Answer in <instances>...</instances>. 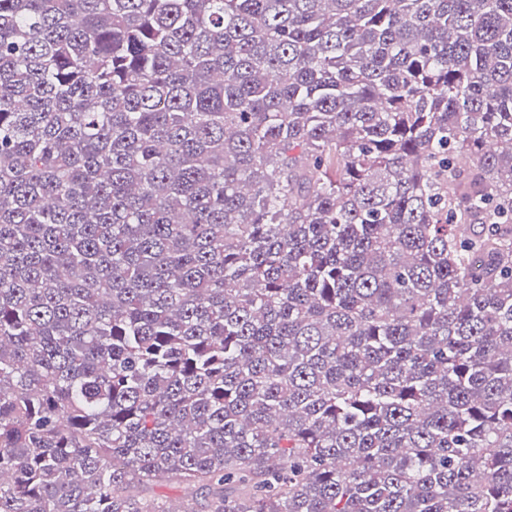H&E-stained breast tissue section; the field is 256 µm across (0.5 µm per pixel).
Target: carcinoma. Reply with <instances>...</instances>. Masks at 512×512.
<instances>
[{
  "instance_id": "cac0c4a2",
  "label": "carcinoma",
  "mask_w": 512,
  "mask_h": 512,
  "mask_svg": "<svg viewBox=\"0 0 512 512\" xmlns=\"http://www.w3.org/2000/svg\"><path fill=\"white\" fill-rule=\"evenodd\" d=\"M0 512H512V0H0Z\"/></svg>"
}]
</instances>
